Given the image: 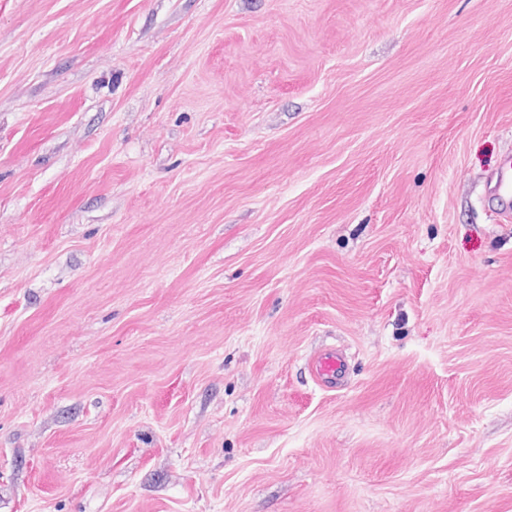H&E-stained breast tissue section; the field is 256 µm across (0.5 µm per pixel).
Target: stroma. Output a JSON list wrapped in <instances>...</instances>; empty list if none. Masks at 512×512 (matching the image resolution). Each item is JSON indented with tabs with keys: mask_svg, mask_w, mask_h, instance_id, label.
Returning a JSON list of instances; mask_svg holds the SVG:
<instances>
[{
	"mask_svg": "<svg viewBox=\"0 0 512 512\" xmlns=\"http://www.w3.org/2000/svg\"><path fill=\"white\" fill-rule=\"evenodd\" d=\"M510 154L512 0H0V512H512ZM497 197L505 210L512 206V161L509 159L497 173ZM345 368V358L336 349L321 352L312 363V372L321 385L334 387Z\"/></svg>",
	"mask_w": 512,
	"mask_h": 512,
	"instance_id": "stroma-1",
	"label": "stroma"
}]
</instances>
